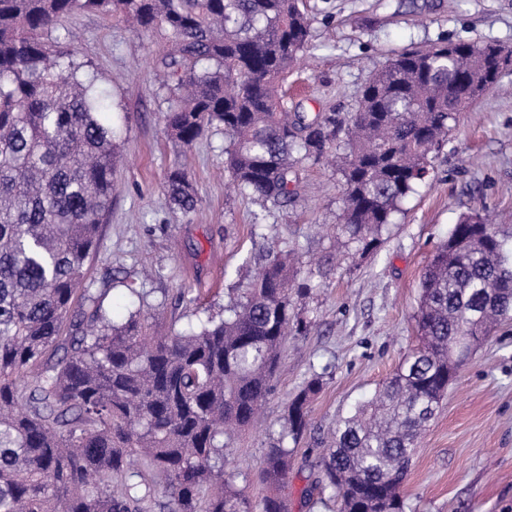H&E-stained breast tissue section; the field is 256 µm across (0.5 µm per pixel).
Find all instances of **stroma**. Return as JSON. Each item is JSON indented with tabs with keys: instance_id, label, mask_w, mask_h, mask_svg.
Here are the masks:
<instances>
[{
	"instance_id": "35a3bbf8",
	"label": "stroma",
	"mask_w": 512,
	"mask_h": 512,
	"mask_svg": "<svg viewBox=\"0 0 512 512\" xmlns=\"http://www.w3.org/2000/svg\"><path fill=\"white\" fill-rule=\"evenodd\" d=\"M318 17L314 48L288 80V96L309 113L353 112L370 74L394 54L441 39L512 48V0H309ZM70 47L91 62L113 108L121 155L118 190L86 265L116 320L143 309L174 327L222 315L272 251L296 249L313 294L300 301L313 326L284 347L273 393L258 421L224 451V468L245 471L251 503L268 493L257 473L286 404L311 378L308 433L288 480L290 512H338L305 499L316 476L317 438L373 397L417 343L421 275L461 213L488 210L512 250V69L499 87L456 116L427 185L401 204L373 253L339 248L323 228L341 215V181L330 166H307L300 199L267 213L229 187L224 136L209 131L192 150L201 200L183 217L164 178L176 157L162 113L167 92L154 72L166 35L132 32L117 18L78 14L65 23ZM143 290V298L130 289ZM192 289L193 299L182 289ZM406 512H512V323L501 325L463 364L425 431L404 486Z\"/></svg>"
}]
</instances>
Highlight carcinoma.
Returning <instances> with one entry per match:
<instances>
[{
  "mask_svg": "<svg viewBox=\"0 0 512 512\" xmlns=\"http://www.w3.org/2000/svg\"><path fill=\"white\" fill-rule=\"evenodd\" d=\"M76 13L162 29L163 119L180 152L224 131V171L263 212L300 198L305 165L336 162L342 245L370 253L425 183L455 113L497 87L502 46L442 40L402 51L351 115L309 118L279 86L312 49L303 0H0V512H254L223 450L260 414L279 355L312 322L288 257L269 254L224 317L183 330L137 310L123 322L84 265L112 203L118 149L97 75L64 22ZM164 188L185 215L187 163ZM90 302L75 312L76 297ZM420 346L374 397L336 421L306 490L339 512H405L420 439L458 364L512 320V252L489 219L460 214L421 280ZM309 380L267 449L259 512H288L289 460L308 429Z\"/></svg>",
  "mask_w": 512,
  "mask_h": 512,
  "instance_id": "carcinoma-1",
  "label": "carcinoma"
}]
</instances>
